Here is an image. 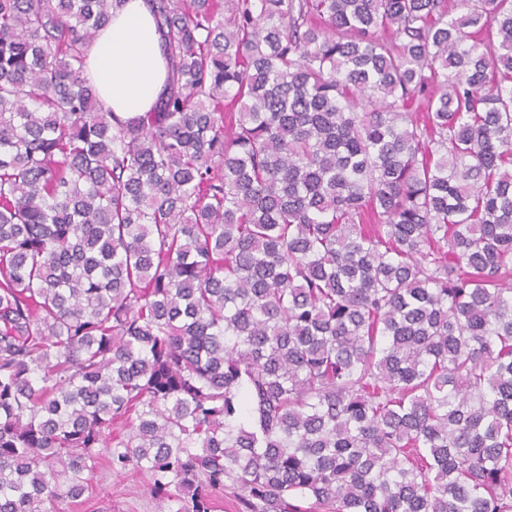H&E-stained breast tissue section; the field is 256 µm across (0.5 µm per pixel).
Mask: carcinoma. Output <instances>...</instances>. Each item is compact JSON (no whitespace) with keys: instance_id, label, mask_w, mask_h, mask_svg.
Here are the masks:
<instances>
[{"instance_id":"cac0c4a2","label":"carcinoma","mask_w":512,"mask_h":512,"mask_svg":"<svg viewBox=\"0 0 512 512\" xmlns=\"http://www.w3.org/2000/svg\"><path fill=\"white\" fill-rule=\"evenodd\" d=\"M0 0V512H512V0ZM87 75L104 108L125 118L148 112L166 79L160 36L144 0H128L88 51ZM91 488L77 503H59L60 512H157L146 477L136 472L115 477L104 459L91 475Z\"/></svg>"}]
</instances>
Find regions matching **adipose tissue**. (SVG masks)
Returning <instances> with one entry per match:
<instances>
[{
	"label": "adipose tissue",
	"instance_id": "obj_1",
	"mask_svg": "<svg viewBox=\"0 0 512 512\" xmlns=\"http://www.w3.org/2000/svg\"><path fill=\"white\" fill-rule=\"evenodd\" d=\"M87 75L104 108L125 118L149 111L166 79L160 36L144 0H126L88 51Z\"/></svg>",
	"mask_w": 512,
	"mask_h": 512
}]
</instances>
